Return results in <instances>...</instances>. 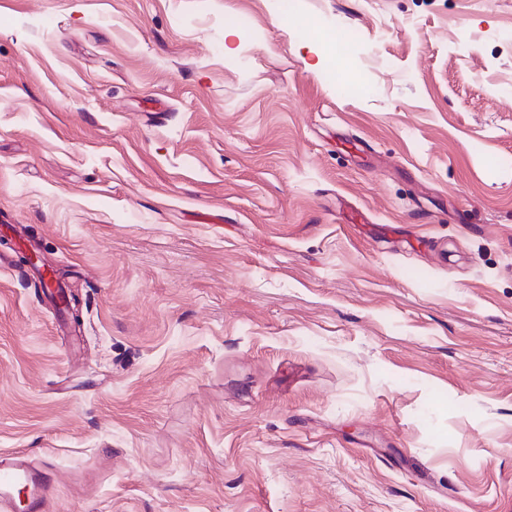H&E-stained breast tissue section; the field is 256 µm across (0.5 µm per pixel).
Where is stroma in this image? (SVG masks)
Wrapping results in <instances>:
<instances>
[{"mask_svg": "<svg viewBox=\"0 0 512 512\" xmlns=\"http://www.w3.org/2000/svg\"><path fill=\"white\" fill-rule=\"evenodd\" d=\"M0 235L49 512H512V0H0Z\"/></svg>", "mask_w": 512, "mask_h": 512, "instance_id": "obj_1", "label": "stroma"}]
</instances>
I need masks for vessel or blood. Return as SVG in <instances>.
Listing matches in <instances>:
<instances>
[{
    "label": "vessel or blood",
    "mask_w": 512,
    "mask_h": 512,
    "mask_svg": "<svg viewBox=\"0 0 512 512\" xmlns=\"http://www.w3.org/2000/svg\"><path fill=\"white\" fill-rule=\"evenodd\" d=\"M51 485V472L27 454H0V512H48Z\"/></svg>",
    "instance_id": "vessel-or-blood-1"
}]
</instances>
